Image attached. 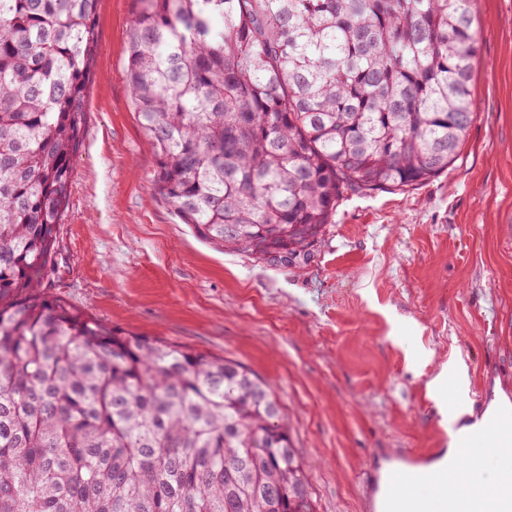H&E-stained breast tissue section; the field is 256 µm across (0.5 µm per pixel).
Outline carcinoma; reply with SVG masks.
I'll use <instances>...</instances> for the list:
<instances>
[{
    "label": "carcinoma",
    "instance_id": "cac0c4a2",
    "mask_svg": "<svg viewBox=\"0 0 512 512\" xmlns=\"http://www.w3.org/2000/svg\"><path fill=\"white\" fill-rule=\"evenodd\" d=\"M98 0H0V512H315L272 386L43 292ZM471 0H137L153 185L210 244L288 264L348 193L423 185L475 118Z\"/></svg>",
    "mask_w": 512,
    "mask_h": 512
}]
</instances>
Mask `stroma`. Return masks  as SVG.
<instances>
[{
	"label": "stroma",
	"instance_id": "stroma-1",
	"mask_svg": "<svg viewBox=\"0 0 512 512\" xmlns=\"http://www.w3.org/2000/svg\"><path fill=\"white\" fill-rule=\"evenodd\" d=\"M477 112L447 173L346 194L282 265L200 240L153 189L126 67L135 0H99L98 48L49 294L104 324L245 364L314 463L316 512H364L371 456L444 451L464 365L466 421L512 406V0H472Z\"/></svg>",
	"mask_w": 512,
	"mask_h": 512
}]
</instances>
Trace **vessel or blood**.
<instances>
[{
  "label": "vessel or blood",
  "mask_w": 512,
  "mask_h": 512,
  "mask_svg": "<svg viewBox=\"0 0 512 512\" xmlns=\"http://www.w3.org/2000/svg\"><path fill=\"white\" fill-rule=\"evenodd\" d=\"M487 448L493 449L504 462H512V411L488 415L482 428L465 437L446 463L407 452L391 455L385 465L369 462L364 473L369 512H406L403 499L406 490L447 485L449 475L456 473L463 461ZM471 508L473 512H512V492L476 497Z\"/></svg>",
  "instance_id": "obj_1"
}]
</instances>
